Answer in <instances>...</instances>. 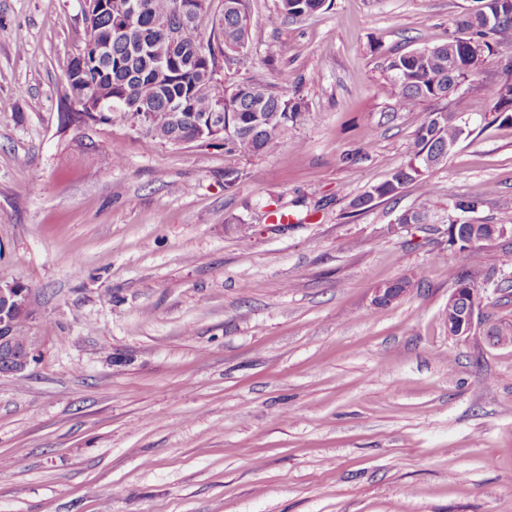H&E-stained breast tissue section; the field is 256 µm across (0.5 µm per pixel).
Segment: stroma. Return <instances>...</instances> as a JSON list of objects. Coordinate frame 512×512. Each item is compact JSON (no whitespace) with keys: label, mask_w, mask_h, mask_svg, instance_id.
I'll return each mask as SVG.
<instances>
[{"label":"stroma","mask_w":512,"mask_h":512,"mask_svg":"<svg viewBox=\"0 0 512 512\" xmlns=\"http://www.w3.org/2000/svg\"><path fill=\"white\" fill-rule=\"evenodd\" d=\"M478 7L331 0L286 22L250 0V60L221 83L283 88L306 114L274 153L239 155L118 112L69 124L80 0H0V280L30 289L39 344L0 376V512H512V343L488 336L512 333V232L476 268L448 242L461 197L512 229V124L486 91L512 45L409 112L386 71ZM438 109L471 133L429 173L434 223L394 226L412 187L353 211ZM466 273L481 303L454 337Z\"/></svg>","instance_id":"obj_1"}]
</instances>
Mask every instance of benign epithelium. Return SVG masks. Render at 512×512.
Masks as SVG:
<instances>
[{"label":"benign epithelium","instance_id":"7a95c632","mask_svg":"<svg viewBox=\"0 0 512 512\" xmlns=\"http://www.w3.org/2000/svg\"><path fill=\"white\" fill-rule=\"evenodd\" d=\"M448 306L456 308L454 319L448 328L455 336H465L474 327L476 305L472 289L456 288L448 297ZM34 319L30 304V290L17 284L0 283V374L19 375L38 356L37 341L34 336L18 340L20 326H29Z\"/></svg>","mask_w":512,"mask_h":512}]
</instances>
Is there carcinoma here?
<instances>
[{
  "instance_id": "1",
  "label": "carcinoma",
  "mask_w": 512,
  "mask_h": 512,
  "mask_svg": "<svg viewBox=\"0 0 512 512\" xmlns=\"http://www.w3.org/2000/svg\"><path fill=\"white\" fill-rule=\"evenodd\" d=\"M129 0H112V9L84 17L87 35L107 46L109 53L91 70L89 100L112 99V108L127 114L134 123H149L151 140H208L201 126L215 112L224 114V148L242 155L272 153L288 126L304 118L301 103L271 85L252 80L238 83L229 93L216 86L219 57H248L250 0H223L218 45L204 43L196 11L178 14V0H135L140 12L131 15ZM326 0H277V12L286 21H301L323 10ZM488 14L492 24L481 16ZM478 41L485 52L512 42V6L503 0H484L482 7L463 17L448 41L433 47L398 54L386 70L398 89L396 110L411 111L428 100L448 97L452 86L474 75L480 61L468 57L466 44ZM496 119L512 122V61L501 65L499 79L486 86ZM470 134L469 125L453 113L435 119L429 113L419 130L408 158L386 181L351 202L366 211L375 201L397 195L413 186L419 190V207L400 213L396 224H422L428 218L435 194L427 173ZM487 224L449 228V241L466 253L471 265L481 264L482 249L472 243L489 239Z\"/></svg>"
}]
</instances>
